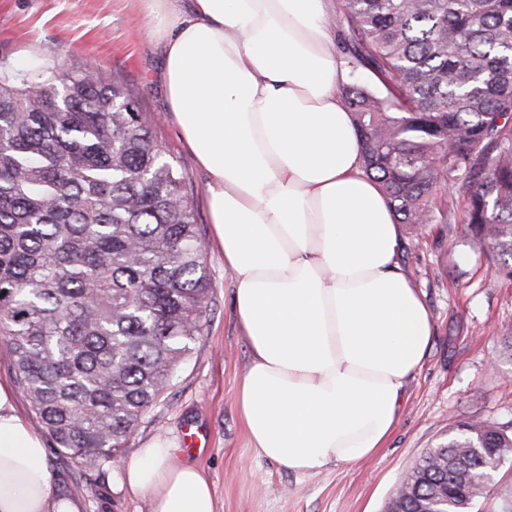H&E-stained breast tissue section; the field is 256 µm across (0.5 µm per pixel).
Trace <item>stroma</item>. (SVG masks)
<instances>
[{"mask_svg": "<svg viewBox=\"0 0 512 512\" xmlns=\"http://www.w3.org/2000/svg\"><path fill=\"white\" fill-rule=\"evenodd\" d=\"M63 59L106 70L134 94L140 112L154 121L156 143L179 162L208 243L210 176L166 110L161 56L146 35L139 0H0V61L27 69ZM205 257L211 293L202 334L105 476L45 450L55 491L78 503L80 512H149L147 501L123 486L122 471L147 442H182L189 427L206 437L187 456L208 474L217 512H385L418 458L447 441L460 423L512 422V281L493 258L471 251L464 225L431 224L423 237H402L399 261L423 295L434 335L386 448L312 476L259 458L233 401L250 360L233 314L234 278L219 250L208 244ZM77 479L84 486L79 493Z\"/></svg>", "mask_w": 512, "mask_h": 512, "instance_id": "35a3bbf8", "label": "stroma"}]
</instances>
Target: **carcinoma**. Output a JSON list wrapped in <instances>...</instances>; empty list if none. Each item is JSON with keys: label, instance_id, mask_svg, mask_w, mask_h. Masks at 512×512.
Wrapping results in <instances>:
<instances>
[{"label": "carcinoma", "instance_id": "cac0c4a2", "mask_svg": "<svg viewBox=\"0 0 512 512\" xmlns=\"http://www.w3.org/2000/svg\"><path fill=\"white\" fill-rule=\"evenodd\" d=\"M364 169L415 235L460 217L512 280V0H342ZM184 178L113 76L0 62V342L55 453L102 472L161 401L210 301ZM512 431L468 421L388 509L477 504Z\"/></svg>", "mask_w": 512, "mask_h": 512}]
</instances>
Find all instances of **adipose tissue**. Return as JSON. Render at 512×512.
I'll use <instances>...</instances> for the list:
<instances>
[{
    "label": "adipose tissue",
    "mask_w": 512,
    "mask_h": 512,
    "mask_svg": "<svg viewBox=\"0 0 512 512\" xmlns=\"http://www.w3.org/2000/svg\"><path fill=\"white\" fill-rule=\"evenodd\" d=\"M179 135L210 175L215 244L250 350L234 403L252 448L301 475L383 448L434 327L399 262L400 227L340 94L333 0H143ZM40 434L0 383V512H78L56 496ZM122 481L150 512H217L170 444Z\"/></svg>",
    "instance_id": "1"
}]
</instances>
